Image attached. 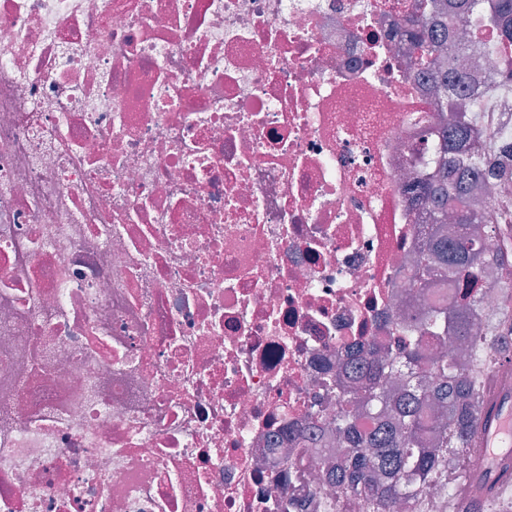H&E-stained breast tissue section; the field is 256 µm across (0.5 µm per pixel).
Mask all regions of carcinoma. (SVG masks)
<instances>
[{"label":"carcinoma","instance_id":"cac0c4a2","mask_svg":"<svg viewBox=\"0 0 512 512\" xmlns=\"http://www.w3.org/2000/svg\"><path fill=\"white\" fill-rule=\"evenodd\" d=\"M454 13L464 22L478 10L497 26L500 42H512V0H454ZM438 27L431 36H417L416 64L434 82L438 103L452 107L448 117L443 151L433 175L438 198L427 197L434 206V232L421 256L428 273L465 286L458 308H431L414 324H401L405 336L402 360L407 377L396 395L388 394L382 379L387 359L375 353L361 355L352 372L367 374L372 386L359 389L348 375L336 380V399L350 406L336 420V439L345 445V460L336 466V481L348 493L362 497L369 512H394L396 504L441 482L448 456H463L472 448L475 425L485 410L480 376L488 361L485 352L469 349L462 355L443 353L430 360L423 349L427 337L464 340L468 337L467 318L476 308L473 293L481 268L486 262L480 245L482 216L474 200L512 183L508 164L494 162L500 152L497 141L479 125L483 101L478 96L460 97L458 87L465 70L448 77L438 63L446 45L455 47L463 38V27L448 31L444 17L432 21L423 16L408 19L414 32ZM496 252L512 251V205L504 207ZM434 406L440 417L428 420L424 409ZM373 421L370 428L358 426L357 419Z\"/></svg>","mask_w":512,"mask_h":512}]
</instances>
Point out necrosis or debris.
Returning a JSON list of instances; mask_svg holds the SVG:
<instances>
[{
	"instance_id": "4bbe7bcc",
	"label": "necrosis or debris",
	"mask_w": 512,
	"mask_h": 512,
	"mask_svg": "<svg viewBox=\"0 0 512 512\" xmlns=\"http://www.w3.org/2000/svg\"><path fill=\"white\" fill-rule=\"evenodd\" d=\"M420 1L0 0V512H365L300 432L444 294Z\"/></svg>"
}]
</instances>
